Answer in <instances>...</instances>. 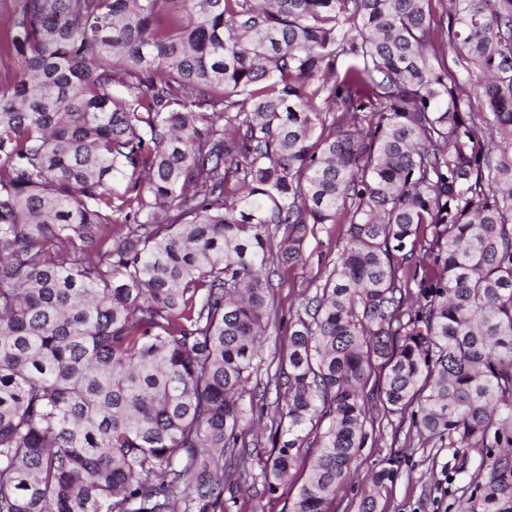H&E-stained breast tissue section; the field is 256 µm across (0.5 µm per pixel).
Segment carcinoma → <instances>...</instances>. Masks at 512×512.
Here are the masks:
<instances>
[{"mask_svg":"<svg viewBox=\"0 0 512 512\" xmlns=\"http://www.w3.org/2000/svg\"><path fill=\"white\" fill-rule=\"evenodd\" d=\"M436 1L0 23L28 68L0 88V512H224L274 267L319 224L347 238L268 378L264 491L313 437L291 512H334L374 409L478 449L468 512H512V0H451L446 27Z\"/></svg>","mask_w":512,"mask_h":512,"instance_id":"1","label":"carcinoma"}]
</instances>
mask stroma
I'll use <instances>...</instances> for the list:
<instances>
[{"label": "stroma", "instance_id": "stroma-1", "mask_svg": "<svg viewBox=\"0 0 512 512\" xmlns=\"http://www.w3.org/2000/svg\"><path fill=\"white\" fill-rule=\"evenodd\" d=\"M343 224L318 225L303 246V260L279 266L273 278L275 322L263 337V363L259 378L275 372L278 356L288 345V327L301 311L303 300L315 293L316 283L336 265L346 237ZM375 447L364 448L363 464L351 483L336 498V512H357L363 490L372 474L393 452L401 456L398 477L383 493V512H467L471 495L467 473L476 465L473 448H442L406 439L388 422H376ZM298 491L296 483L280 487L275 495L262 484H242L224 497V512H290Z\"/></svg>", "mask_w": 512, "mask_h": 512}]
</instances>
